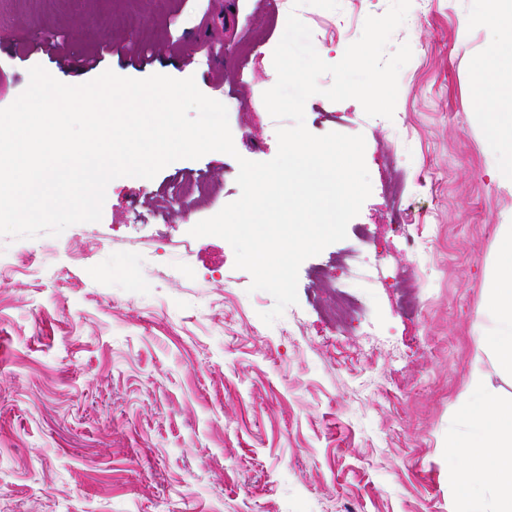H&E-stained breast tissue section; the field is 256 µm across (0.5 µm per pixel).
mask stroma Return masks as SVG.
Wrapping results in <instances>:
<instances>
[{
	"instance_id": "1",
	"label": "stroma",
	"mask_w": 512,
	"mask_h": 512,
	"mask_svg": "<svg viewBox=\"0 0 512 512\" xmlns=\"http://www.w3.org/2000/svg\"><path fill=\"white\" fill-rule=\"evenodd\" d=\"M388 7L297 11L334 64ZM290 9L0 0V108L36 65L70 85L191 77L226 105L236 149L115 180L99 222L0 236V512H452L445 434L512 219L473 66L498 33L476 0H412L389 43L412 49L393 118L307 99L310 133L363 135L371 194L268 325L274 297L223 238L190 230L239 198L238 158L277 154L262 95Z\"/></svg>"
}]
</instances>
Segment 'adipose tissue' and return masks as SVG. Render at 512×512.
<instances>
[{
	"instance_id": "obj_1",
	"label": "adipose tissue",
	"mask_w": 512,
	"mask_h": 512,
	"mask_svg": "<svg viewBox=\"0 0 512 512\" xmlns=\"http://www.w3.org/2000/svg\"><path fill=\"white\" fill-rule=\"evenodd\" d=\"M481 15L488 24L507 31V38L497 40L490 53L476 62L485 72L489 93L483 103L485 137L492 150L490 173L502 186L512 188V83L499 81L497 65L512 66V0H483Z\"/></svg>"
}]
</instances>
